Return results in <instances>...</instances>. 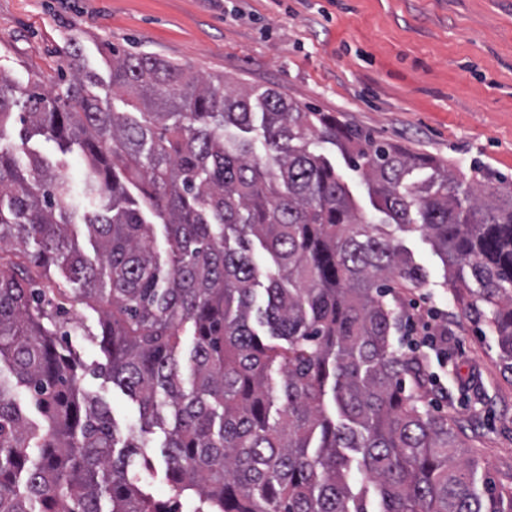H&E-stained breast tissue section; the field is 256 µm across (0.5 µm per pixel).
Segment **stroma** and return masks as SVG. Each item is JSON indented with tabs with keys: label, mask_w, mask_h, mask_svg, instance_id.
I'll return each instance as SVG.
<instances>
[{
	"label": "stroma",
	"mask_w": 512,
	"mask_h": 512,
	"mask_svg": "<svg viewBox=\"0 0 512 512\" xmlns=\"http://www.w3.org/2000/svg\"><path fill=\"white\" fill-rule=\"evenodd\" d=\"M78 50L89 91L112 103L113 52L148 53L336 116L351 128L433 157L472 185L512 186V0H0V73L19 92L55 88ZM425 278L411 302L439 308L448 334L434 348L395 334L435 378L429 413L465 429L469 456L512 487V375L487 326L464 310L431 244L388 225ZM69 339L103 362L99 315L76 309ZM81 385L119 429L138 404L110 380Z\"/></svg>",
	"instance_id": "1"
}]
</instances>
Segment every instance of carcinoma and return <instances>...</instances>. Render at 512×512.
<instances>
[{
	"instance_id": "1",
	"label": "carcinoma",
	"mask_w": 512,
	"mask_h": 512,
	"mask_svg": "<svg viewBox=\"0 0 512 512\" xmlns=\"http://www.w3.org/2000/svg\"><path fill=\"white\" fill-rule=\"evenodd\" d=\"M69 57V79L18 111L0 74V137L20 123L27 159L0 148V363L17 379L0 377V512H182L187 497L198 512H512V490L463 459L466 435L423 410L419 360L393 348L424 273L382 229L423 233L512 373V188L146 53L112 54L124 97L105 109ZM32 131L81 151L83 197ZM79 304L101 315L93 374L138 403L126 433L59 351ZM158 431L166 500L124 454ZM336 170L341 175L342 180L348 186L357 204L363 211L367 212L370 208L367 186L362 180L360 174L351 170L342 154L336 148Z\"/></svg>"
}]
</instances>
